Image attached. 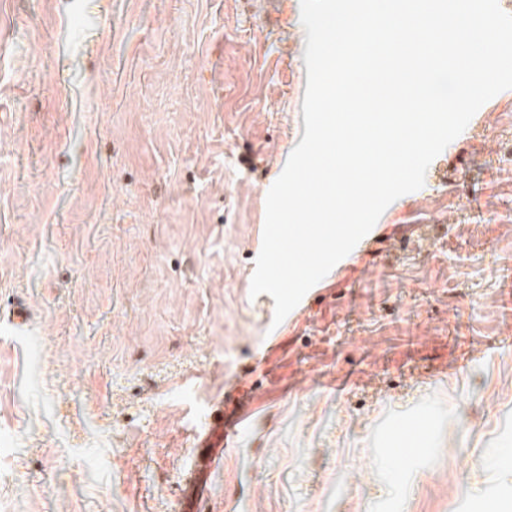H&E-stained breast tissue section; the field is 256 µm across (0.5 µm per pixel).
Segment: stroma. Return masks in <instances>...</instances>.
<instances>
[{
	"label": "stroma",
	"mask_w": 512,
	"mask_h": 512,
	"mask_svg": "<svg viewBox=\"0 0 512 512\" xmlns=\"http://www.w3.org/2000/svg\"><path fill=\"white\" fill-rule=\"evenodd\" d=\"M264 2L0 0V512H182L230 387L205 512H474L512 457V93L272 328L307 71L300 0ZM210 422L197 435L196 448H199L197 454L195 469L186 479L183 491V512H203L200 508L201 502L205 499L209 486V478L214 468L223 462L224 451L231 448L232 443L240 431L246 428V422L240 429L234 430L229 438V434L224 430V409L219 406L210 414Z\"/></svg>",
	"instance_id": "stroma-1"
}]
</instances>
